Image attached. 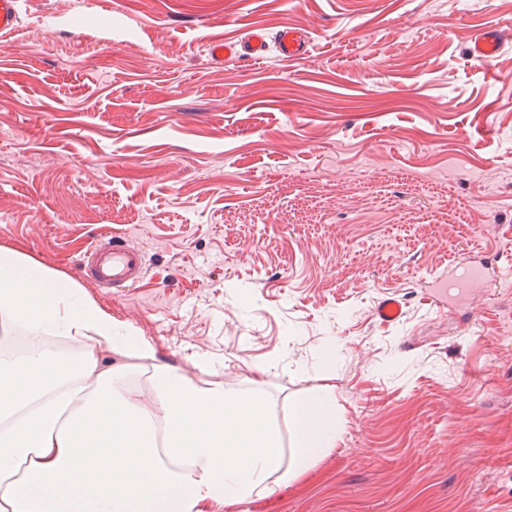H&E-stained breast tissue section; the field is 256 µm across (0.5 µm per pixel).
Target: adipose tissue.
Segmentation results:
<instances>
[{"instance_id": "adipose-tissue-1", "label": "adipose tissue", "mask_w": 512, "mask_h": 512, "mask_svg": "<svg viewBox=\"0 0 512 512\" xmlns=\"http://www.w3.org/2000/svg\"><path fill=\"white\" fill-rule=\"evenodd\" d=\"M0 512H226L300 479L336 446L327 387L279 434L268 400L228 393L207 358L190 376L158 363L70 279L0 248ZM123 357L103 366L98 352ZM145 374L151 401L131 395Z\"/></svg>"}]
</instances>
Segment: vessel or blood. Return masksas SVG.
Masks as SVG:
<instances>
[{"label": "vessel or blood", "instance_id": "vessel-or-blood-1", "mask_svg": "<svg viewBox=\"0 0 512 512\" xmlns=\"http://www.w3.org/2000/svg\"><path fill=\"white\" fill-rule=\"evenodd\" d=\"M21 5L22 0H0L1 35L18 28ZM505 43L506 38L501 32H482L475 37L467 55L473 61L482 62L496 55ZM272 46L276 47L283 60L298 61L307 54L309 41L304 33L295 28L285 27L273 35L257 29L237 41L211 40L207 44V52L211 60L218 63L227 57L257 61L263 59ZM82 269L85 277L97 287L118 293L133 287L146 274L141 250L119 235L102 238L87 250L82 259ZM460 279L468 280L471 286L482 289L490 283L484 268L464 263L439 274L426 291L428 298L439 309H446L449 289ZM375 314L383 323L398 322L404 315V301L397 294H387L378 301Z\"/></svg>", "mask_w": 512, "mask_h": 512}]
</instances>
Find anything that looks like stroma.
Segmentation results:
<instances>
[{"instance_id":"stroma-1","label":"stroma","mask_w":512,"mask_h":512,"mask_svg":"<svg viewBox=\"0 0 512 512\" xmlns=\"http://www.w3.org/2000/svg\"><path fill=\"white\" fill-rule=\"evenodd\" d=\"M282 25L303 60L207 55ZM489 27L512 0H24L0 36V247L280 424L336 396L335 450L227 512H512V44L466 56ZM112 234L147 269L117 294L79 270ZM473 257L499 287L437 312ZM484 267L485 268L476 267L470 265L468 262L459 266L448 267V270L446 269L439 274L431 283V287L433 288L425 289L428 298L434 301L435 306H437L441 311L446 309L447 305L449 308L451 305V296L449 294V289L447 291L446 288L453 287L454 283L459 279H467L472 287L482 288L478 290L484 291V288H488L490 283L489 276L485 269L489 272L491 282L493 283L495 280L494 273H492L487 266L484 265ZM375 314L385 324L396 323L404 315V301L398 294L388 293L378 301Z\"/></svg>"}]
</instances>
